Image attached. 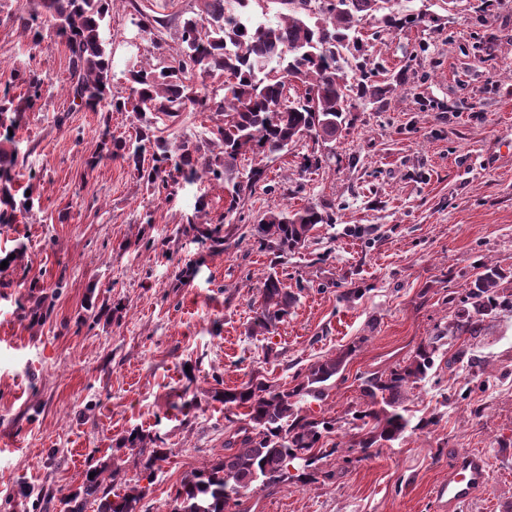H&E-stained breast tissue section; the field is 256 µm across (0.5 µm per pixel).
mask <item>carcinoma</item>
<instances>
[{"mask_svg": "<svg viewBox=\"0 0 512 512\" xmlns=\"http://www.w3.org/2000/svg\"><path fill=\"white\" fill-rule=\"evenodd\" d=\"M10 1L16 2L0 0V14H5L0 22L33 31L35 44L41 37L38 21L59 22L58 35L65 39L69 55L66 92L74 107L102 106L133 114L135 136L104 132L102 156L122 160L155 191L168 185L170 166L191 182L204 177L220 180L228 214L239 210L265 182L261 160L286 153L305 138L324 145L335 141L352 97L374 102L392 90L390 85L369 83L370 75L383 66L370 59L358 30L364 17L383 11L381 0H274L283 8L275 21L256 20L249 13L250 5L262 0H198V11L179 22L167 39V24L142 14L141 28H162L155 46L162 50L170 39L176 49L155 65L132 63L126 95L112 91V37L106 35L112 0H29L26 10L6 8ZM194 79L199 86H193ZM25 83V109L31 111L42 97V80L33 74ZM188 108L215 116L210 138L194 142L163 136L162 126L175 123ZM20 112L10 88L4 87L0 125L15 126ZM248 153L258 163L244 173L240 160ZM18 157V146L4 135L0 224L12 223L17 208L29 212L35 206L33 195L18 202L12 193L11 171ZM328 221L315 205L291 209L277 204L253 225L250 236L277 263L304 247L316 225ZM499 276L495 266L486 264L469 289L472 310L463 324L467 330H476L483 316L500 307L512 309V300L497 296ZM259 293L248 327L252 336L273 333L298 301L275 271L265 276ZM434 354L435 349L424 346L403 367L360 377L366 408L352 416L361 432L354 442L360 452L367 454L380 442L404 436L411 424L407 389L427 378ZM344 361L343 356L317 361L289 388L256 374L242 386L224 390L225 418L233 427L224 442L228 453L219 462L198 467L177 487L173 500L181 502L183 512H196L201 503L207 512H232L243 497L277 485L289 468L313 469L336 450V419L307 413L305 403L326 397L342 377ZM126 443L137 450L135 466L153 481L171 449L161 437L137 429L130 431ZM120 475L119 465L95 471L93 478L85 479L83 491L70 499L69 512H85L91 500L98 503L97 512H138L143 497L139 488L111 493Z\"/></svg>", "mask_w": 512, "mask_h": 512, "instance_id": "1", "label": "carcinoma"}]
</instances>
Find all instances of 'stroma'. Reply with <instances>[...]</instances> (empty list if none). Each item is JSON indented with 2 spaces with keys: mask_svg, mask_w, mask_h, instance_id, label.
Wrapping results in <instances>:
<instances>
[{
  "mask_svg": "<svg viewBox=\"0 0 512 512\" xmlns=\"http://www.w3.org/2000/svg\"><path fill=\"white\" fill-rule=\"evenodd\" d=\"M409 8L419 21L378 39L376 20L362 23L385 67L372 82L394 91L353 100L321 168H300L309 143L266 159L274 193L256 189L230 215L219 183L155 193L126 164L97 160L103 130L133 134L129 113L72 109L64 40L46 27L35 43L0 23V73L43 81L13 133L25 155L14 188L40 207L0 224V512H68L87 471L116 464L114 492L139 483V512H167L185 476L224 457L214 392L257 371L290 387L341 354L344 382L309 407L335 417L338 451L318 474L290 470L233 512H433L434 486L467 450L487 457L490 479L462 512H512V310L486 316L476 338L447 334L480 263L498 268L497 294L512 299V0ZM195 9L112 0L113 90L124 91L129 58L157 54L140 15ZM199 202L223 245L201 237ZM277 203L314 204L334 221L276 266L248 232ZM273 268L299 301L274 333L252 336ZM438 336L430 381L408 390L419 429L363 456L352 446L356 376L405 365ZM181 398L193 400L189 413L173 409ZM135 427L171 450L151 482L118 445Z\"/></svg>",
  "mask_w": 512,
  "mask_h": 512,
  "instance_id": "35a3bbf8",
  "label": "stroma"
}]
</instances>
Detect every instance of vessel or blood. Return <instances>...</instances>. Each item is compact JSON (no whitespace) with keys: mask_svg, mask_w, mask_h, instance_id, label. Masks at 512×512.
Here are the masks:
<instances>
[{"mask_svg":"<svg viewBox=\"0 0 512 512\" xmlns=\"http://www.w3.org/2000/svg\"><path fill=\"white\" fill-rule=\"evenodd\" d=\"M488 481L489 465L482 453L469 451L457 455L448 467L447 481L435 488L434 500L439 512H460Z\"/></svg>","mask_w":512,"mask_h":512,"instance_id":"vessel-or-blood-1","label":"vessel or blood"}]
</instances>
